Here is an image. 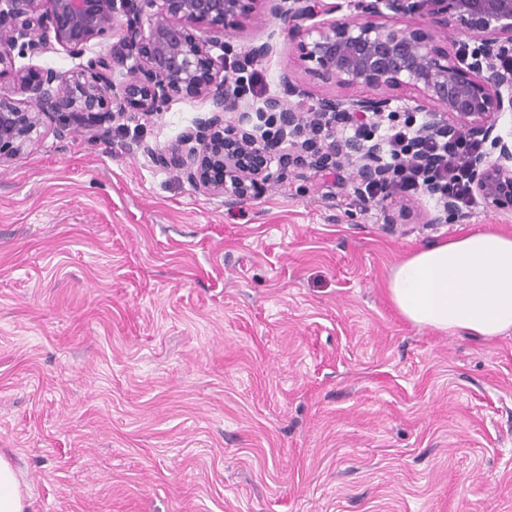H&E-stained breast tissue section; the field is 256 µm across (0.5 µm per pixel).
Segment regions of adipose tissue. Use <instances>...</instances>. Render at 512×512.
I'll list each match as a JSON object with an SVG mask.
<instances>
[{
	"label": "adipose tissue",
	"instance_id": "obj_1",
	"mask_svg": "<svg viewBox=\"0 0 512 512\" xmlns=\"http://www.w3.org/2000/svg\"><path fill=\"white\" fill-rule=\"evenodd\" d=\"M387 296L421 328L512 334V234L484 230L424 245L392 269Z\"/></svg>",
	"mask_w": 512,
	"mask_h": 512
}]
</instances>
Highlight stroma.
<instances>
[{
    "mask_svg": "<svg viewBox=\"0 0 512 512\" xmlns=\"http://www.w3.org/2000/svg\"><path fill=\"white\" fill-rule=\"evenodd\" d=\"M213 38L266 46V94L289 75L298 111L371 94L266 5ZM208 115L181 94L0 167V453L32 512H512V335L421 329L385 296L417 247L512 213L433 224L428 198L362 208L305 168L230 204L147 155Z\"/></svg>",
    "mask_w": 512,
    "mask_h": 512,
    "instance_id": "35a3bbf8",
    "label": "stroma"
}]
</instances>
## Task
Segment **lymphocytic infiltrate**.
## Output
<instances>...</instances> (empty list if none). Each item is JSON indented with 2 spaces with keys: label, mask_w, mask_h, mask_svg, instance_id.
<instances>
[{
  "label": "lymphocytic infiltrate",
  "mask_w": 512,
  "mask_h": 512,
  "mask_svg": "<svg viewBox=\"0 0 512 512\" xmlns=\"http://www.w3.org/2000/svg\"><path fill=\"white\" fill-rule=\"evenodd\" d=\"M312 135L303 139L288 115L260 120L256 146L265 153L292 149L298 162L315 172L341 169L342 156L350 145L378 150L379 174L352 186L355 199L377 203L400 194L424 191L440 204H452L461 214L477 205L472 194L471 161L484 152L481 139L447 128L423 134L424 120L416 113L404 119L395 114L358 117L345 112L303 115Z\"/></svg>",
  "instance_id": "f902f5d3"
}]
</instances>
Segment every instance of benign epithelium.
I'll use <instances>...</instances> for the list:
<instances>
[{
    "label": "benign epithelium",
    "instance_id": "1",
    "mask_svg": "<svg viewBox=\"0 0 512 512\" xmlns=\"http://www.w3.org/2000/svg\"><path fill=\"white\" fill-rule=\"evenodd\" d=\"M311 41L301 44L302 59L312 62L344 86L395 89L412 86L422 93L410 110L427 113L429 130L445 125L477 134L490 149L473 160V191L492 211H512V141L496 132L512 112V72L503 74L496 58L512 56V0H355L354 19L325 20L343 9L339 0H0V77H11L22 102L0 91V164L35 143L46 121L57 122L55 135H68L73 122L102 136L96 118L163 111L170 99L191 93L211 102L210 116L182 135L181 143L154 155L173 164L198 191L243 200L274 185L282 173L259 165L262 149L251 144L245 119L224 83L226 57L215 59L212 41L193 38L189 22L206 32L224 25L259 2ZM441 15L445 25L462 29L480 43L475 53L442 57L432 40L376 21L383 10ZM309 21L311 25L303 26ZM117 41L109 51L87 59L71 73L46 70L37 80L15 68V56H37L57 44L73 56L85 55L99 37ZM134 60L128 79L117 85L113 66ZM284 95L266 100L277 112L293 92L283 76ZM433 103L435 108L428 107ZM388 100H358L352 112H382Z\"/></svg>",
    "mask_w": 512,
    "mask_h": 512
}]
</instances>
